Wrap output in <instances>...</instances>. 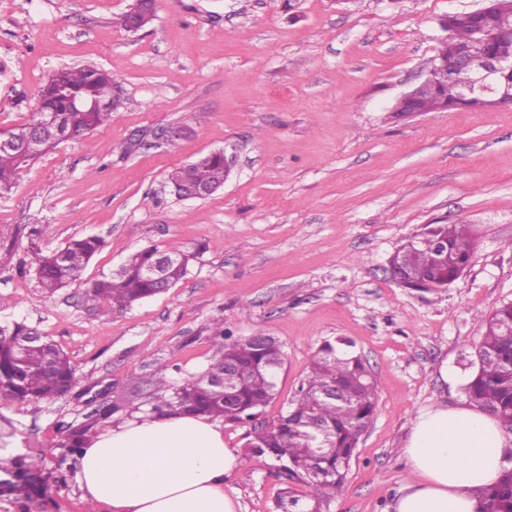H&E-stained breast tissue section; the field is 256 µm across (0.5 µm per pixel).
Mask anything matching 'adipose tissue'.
<instances>
[{
    "instance_id": "1",
    "label": "adipose tissue",
    "mask_w": 512,
    "mask_h": 512,
    "mask_svg": "<svg viewBox=\"0 0 512 512\" xmlns=\"http://www.w3.org/2000/svg\"><path fill=\"white\" fill-rule=\"evenodd\" d=\"M412 474L385 512H482V492L512 467V435L474 405L429 408L403 449ZM241 465L224 422L179 413L105 429L79 458L86 500L112 512H237L224 480Z\"/></svg>"
}]
</instances>
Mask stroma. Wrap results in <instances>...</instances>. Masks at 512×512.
I'll list each match as a JSON object with an SVG mask.
<instances>
[{
  "label": "stroma",
  "instance_id": "35a3bbf8",
  "mask_svg": "<svg viewBox=\"0 0 512 512\" xmlns=\"http://www.w3.org/2000/svg\"><path fill=\"white\" fill-rule=\"evenodd\" d=\"M131 0H0V130L26 123L56 69L96 66L124 96L111 121L57 144L0 197V321H22L69 357L77 385L40 404L0 403V480L16 455L43 460L44 493L0 495V512H107L80 488L61 424L149 391L158 366L203 371L213 328L260 330L286 354L260 423H277L327 339L354 342L378 383L341 496L323 512H385L409 476L403 454L429 407L465 403L481 321L512 300V104L407 115L448 13L480 0H156L145 28ZM186 124L177 148L157 132ZM217 150L222 190L181 200L167 175ZM427 224H465L476 250L436 293L402 287L388 261ZM42 253L76 237L104 246L81 279L46 293ZM147 245L190 254L174 287L124 310L84 303L90 282ZM248 423H225L243 450ZM238 512H273L282 479L245 454L224 482Z\"/></svg>",
  "mask_w": 512,
  "mask_h": 512
}]
</instances>
